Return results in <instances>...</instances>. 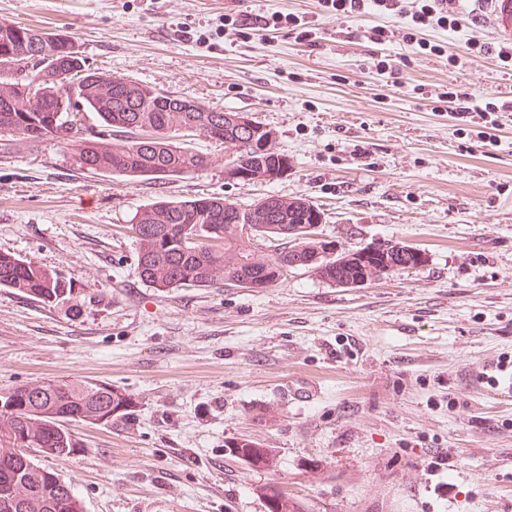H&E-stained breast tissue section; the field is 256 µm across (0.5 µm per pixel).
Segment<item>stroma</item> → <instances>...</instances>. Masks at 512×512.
I'll return each instance as SVG.
<instances>
[{
	"label": "stroma",
	"instance_id": "stroma-1",
	"mask_svg": "<svg viewBox=\"0 0 512 512\" xmlns=\"http://www.w3.org/2000/svg\"><path fill=\"white\" fill-rule=\"evenodd\" d=\"M447 7L456 29L417 43L407 17L342 22L317 0H0L94 67L249 114L289 161L265 182L130 180L77 170L54 140L0 143V253L72 287L53 304L0 288V391L80 379L132 397L123 418L69 423L73 459H38L86 512H267L266 482L301 512H512V111L493 144L446 98L512 102V61L495 0ZM276 12L314 41L266 27ZM269 195L306 196L339 248L400 241L427 261L358 288L303 267L259 290L138 277L137 210ZM241 438L276 470L229 455Z\"/></svg>",
	"mask_w": 512,
	"mask_h": 512
}]
</instances>
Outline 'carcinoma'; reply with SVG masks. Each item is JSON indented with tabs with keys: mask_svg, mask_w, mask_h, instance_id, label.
<instances>
[{
	"mask_svg": "<svg viewBox=\"0 0 512 512\" xmlns=\"http://www.w3.org/2000/svg\"><path fill=\"white\" fill-rule=\"evenodd\" d=\"M98 118L101 131L84 135L79 107ZM200 135L220 133L224 145L242 155L252 133L224 121V111L196 104L93 69L79 46L64 33L42 32L11 21H0V138L18 137L63 144L72 164L101 176L166 179L207 170L219 160L190 145L184 130ZM115 134L104 142L98 137ZM235 203L220 197L158 200L132 218L139 242L137 274L162 290L207 288L222 281L248 288L261 278L270 287L281 279L279 260L301 258L331 245L329 241L280 232L282 225L320 224L322 212L305 197L283 202L267 196L257 203L259 219L252 237L237 232ZM209 239L222 240L213 251ZM287 241L281 252L259 256L253 240ZM373 259L338 264L321 258L310 268L324 281L376 277ZM0 288L13 289L40 302H53L71 292L56 272L27 260L0 254ZM129 395L105 384L54 380L38 386H19L0 392V458L11 451L17 434L42 435L33 449L44 457L69 460L81 452L66 428L72 421L94 422L127 415ZM230 452L251 467L271 470V449L243 439ZM32 456L0 467V512L12 500V512H85L82 500L64 483L51 481Z\"/></svg>",
	"mask_w": 512,
	"mask_h": 512,
	"instance_id": "obj_1",
	"label": "carcinoma"
}]
</instances>
